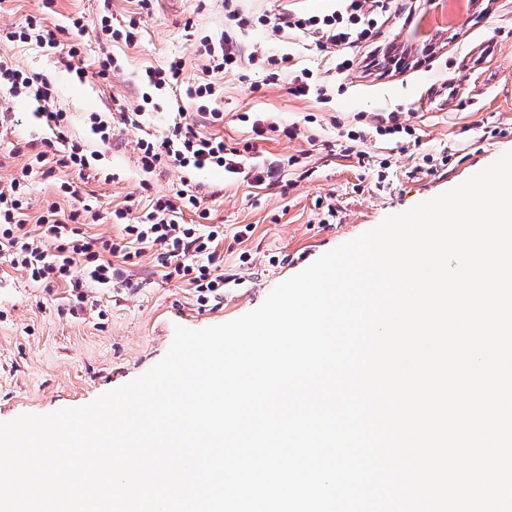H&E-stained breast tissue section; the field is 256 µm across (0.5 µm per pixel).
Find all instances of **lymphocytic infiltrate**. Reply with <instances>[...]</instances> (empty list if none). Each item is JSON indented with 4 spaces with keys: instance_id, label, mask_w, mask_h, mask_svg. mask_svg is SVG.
<instances>
[{
    "instance_id": "lymphocytic-infiltrate-1",
    "label": "lymphocytic infiltrate",
    "mask_w": 512,
    "mask_h": 512,
    "mask_svg": "<svg viewBox=\"0 0 512 512\" xmlns=\"http://www.w3.org/2000/svg\"><path fill=\"white\" fill-rule=\"evenodd\" d=\"M386 8L385 0H336L335 8L325 13H280L270 27L276 33L287 30L308 35L334 47L336 71L341 74L353 64L352 50L380 28ZM254 23V18L239 9L237 0H224L223 43L215 45L206 39L200 43L210 70L240 66V37ZM41 117L53 136L43 139L42 150L31 157L32 164L43 167L56 161L80 172L89 169L83 149L70 143L64 132L65 113L45 111ZM137 146L138 162L147 171L172 163L196 170L220 168L227 178L243 175L258 186L270 185L275 178V167L258 160L252 144L241 149L227 145L222 136L197 127L183 112L177 113L166 136L142 138ZM202 201L199 191L189 188L152 199L144 212L138 200L128 199L114 211L121 221L117 238L100 240L81 229L88 213L84 207L71 210L64 218L52 202L36 224H28L22 185L15 179L0 191V257L24 269L32 281L61 283L77 292L89 281L103 288L125 281L128 265L152 249L158 253L165 279L186 280L200 302L219 303L233 281L218 261L224 227L184 221L185 214L199 212Z\"/></svg>"
}]
</instances>
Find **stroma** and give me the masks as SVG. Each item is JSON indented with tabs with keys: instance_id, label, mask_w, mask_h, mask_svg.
I'll return each mask as SVG.
<instances>
[{
	"instance_id": "stroma-1",
	"label": "stroma",
	"mask_w": 512,
	"mask_h": 512,
	"mask_svg": "<svg viewBox=\"0 0 512 512\" xmlns=\"http://www.w3.org/2000/svg\"><path fill=\"white\" fill-rule=\"evenodd\" d=\"M461 27L450 30L430 53L411 66L381 68L377 62L411 11L424 0H398L374 39L354 49V64L337 77L336 51L289 34L254 25L244 33L246 52L262 58L292 56L331 85L328 99H298L288 92V76L267 78L264 65L209 73L193 49L202 37L224 35V0H5L0 6V57L27 75L47 78L53 88L46 108L67 115V136L85 153H96L88 174L54 166L30 168L33 144L50 131L35 115L36 103L0 91V108L16 113L17 124L0 128V187L22 178L30 219L46 202L97 204L100 218L88 234L108 238L119 228L112 212L126 197H158L187 183L206 192L209 221L224 227V270L238 284L226 289L220 305L200 304L194 288L159 273L157 254L146 250L129 272L130 286L85 288L84 302L68 289L43 285L0 259V422L24 414L44 415L86 405L102 393L143 375L169 351L176 327L198 330L236 319L258 308L279 283L299 273L323 253L456 187L512 151V0H481ZM109 15L135 19L137 44L105 35L98 21ZM81 19L83 29L73 26ZM47 26L61 43L49 51L35 42L7 41L5 33L29 21ZM79 54L68 57L66 46ZM187 58L192 82H213L218 97L204 111L223 113L212 131L228 143H246L248 123L265 114L294 137L258 143L261 160L291 156L299 165L280 172L279 184L257 188L244 179L225 180L220 169L198 171L169 166L147 173L138 165L141 132L166 134L172 114L194 108L179 93L144 102L141 76ZM112 57L107 80L95 73ZM85 68L78 78L76 68ZM143 108V131L115 119L117 106ZM397 113L415 128L419 145L406 139L372 136L364 161L343 158L346 131L375 125L378 116ZM110 120L112 135L101 141L91 130V114ZM70 184L76 197L60 192ZM251 225L250 236L235 233Z\"/></svg>"
}]
</instances>
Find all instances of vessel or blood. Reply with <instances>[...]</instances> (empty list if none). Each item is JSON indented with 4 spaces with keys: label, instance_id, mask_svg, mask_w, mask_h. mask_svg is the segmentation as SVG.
<instances>
[{
    "label": "vessel or blood",
    "instance_id": "1",
    "mask_svg": "<svg viewBox=\"0 0 512 512\" xmlns=\"http://www.w3.org/2000/svg\"><path fill=\"white\" fill-rule=\"evenodd\" d=\"M477 6L476 0H462L456 13H449L444 0H435L429 11L407 17L397 38L401 50L434 43L451 28L460 24Z\"/></svg>",
    "mask_w": 512,
    "mask_h": 512
}]
</instances>
